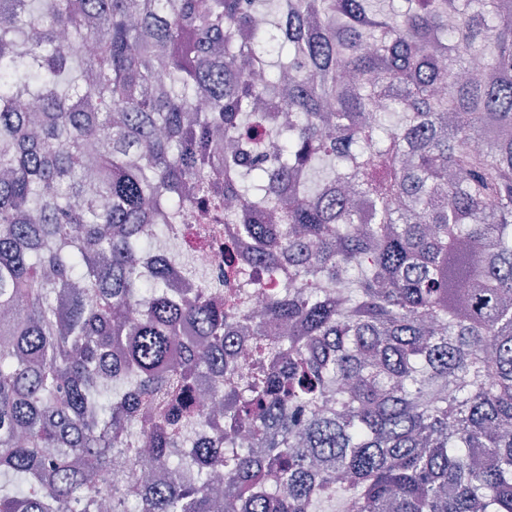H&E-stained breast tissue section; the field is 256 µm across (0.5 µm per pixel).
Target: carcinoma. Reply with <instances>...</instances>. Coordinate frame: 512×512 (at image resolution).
<instances>
[{
  "label": "carcinoma",
  "mask_w": 512,
  "mask_h": 512,
  "mask_svg": "<svg viewBox=\"0 0 512 512\" xmlns=\"http://www.w3.org/2000/svg\"><path fill=\"white\" fill-rule=\"evenodd\" d=\"M374 2L0 0V512H512V0ZM155 259L160 264L176 270L193 266L203 271L204 274H208L202 282L207 283L210 277L216 273L219 264L222 263L223 256L219 253V250L201 251L191 247L188 238L181 231L155 250Z\"/></svg>",
  "instance_id": "1"
}]
</instances>
